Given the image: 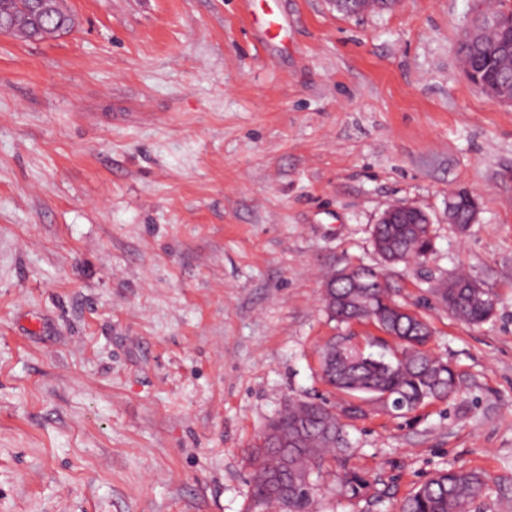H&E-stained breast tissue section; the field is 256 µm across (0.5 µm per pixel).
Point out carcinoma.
I'll use <instances>...</instances> for the list:
<instances>
[{
	"label": "carcinoma",
	"mask_w": 512,
	"mask_h": 512,
	"mask_svg": "<svg viewBox=\"0 0 512 512\" xmlns=\"http://www.w3.org/2000/svg\"><path fill=\"white\" fill-rule=\"evenodd\" d=\"M32 0H0V14L16 24L14 35L27 41L57 38L69 32L73 18L46 14L39 27L27 21ZM512 32L507 29L488 31L479 50H473L470 36L459 44L458 53L471 68L486 75L512 80V70L498 69L501 46ZM454 209L458 231L468 230L470 212L466 192H458ZM428 224H376L374 248L378 254L397 252L408 263L420 258L429 246ZM381 280L378 288H353L349 281H338L323 291V302L332 319L367 320L385 328L395 340L396 355L377 356L356 346L335 348L331 339L321 356V378L328 386L362 399L389 396L390 411L405 415L432 400H446L457 391L458 375L441 358L426 349L431 339L430 325L417 312L396 301L389 280ZM469 278L452 275L432 289L439 303L453 317L472 325L483 324L494 315L495 306L486 304L468 288ZM343 425L336 410L325 402H297L272 420L266 431L280 434L284 447L273 448L262 442L257 449V469L253 478L254 500L259 505L274 503L279 512H314V489L300 490L307 474L320 466L326 457L344 454ZM282 454L288 467L274 476L267 466L270 456ZM278 480L293 489L290 496L271 493ZM486 485L485 475L464 468L442 469L421 482L398 507L397 512H465V507L478 499ZM373 484L355 470L346 469L341 477V490L351 499H371Z\"/></svg>",
	"instance_id": "cac0c4a2"
}]
</instances>
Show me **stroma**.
Returning a JSON list of instances; mask_svg holds the SVG:
<instances>
[{
	"instance_id": "stroma-1",
	"label": "stroma",
	"mask_w": 512,
	"mask_h": 512,
	"mask_svg": "<svg viewBox=\"0 0 512 512\" xmlns=\"http://www.w3.org/2000/svg\"><path fill=\"white\" fill-rule=\"evenodd\" d=\"M73 30L0 35V512H260L252 459L319 377L326 279L385 268L372 229L423 211L434 251L388 270L457 392L348 422L382 492L313 476L317 512H395L443 468L487 473L466 512H512V106L456 45L512 0H70ZM280 27L266 34L263 19ZM478 204L459 232L448 202ZM461 270L494 317L428 288Z\"/></svg>"
}]
</instances>
